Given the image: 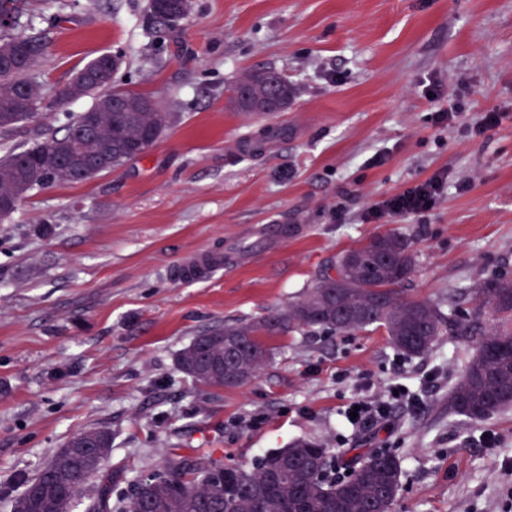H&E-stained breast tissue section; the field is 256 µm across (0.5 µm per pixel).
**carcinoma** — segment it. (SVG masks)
Returning <instances> with one entry per match:
<instances>
[{
	"label": "carcinoma",
	"mask_w": 512,
	"mask_h": 512,
	"mask_svg": "<svg viewBox=\"0 0 512 512\" xmlns=\"http://www.w3.org/2000/svg\"><path fill=\"white\" fill-rule=\"evenodd\" d=\"M183 0H149L156 32L175 28ZM13 44L0 50V131L29 119V104L41 98L38 65L45 52L37 37L8 32ZM85 96L151 101L145 94L112 87V61L96 56L76 74ZM94 113L72 112L64 133L0 157V195L28 194L50 185L87 181L146 152L167 125L155 105L145 112H112L100 121L105 152H85L84 131ZM66 147L79 166L93 159L98 169L83 175L57 176L45 147ZM416 256L396 232L376 236L348 250L329 265L303 297L279 316L257 323H226L211 328L176 358L179 371L210 388H235L257 377L271 360L261 334L284 325L334 333L382 328L393 347L406 355L431 349L448 334L477 337L475 352L448 393V409L471 419L489 417L512 406V278L491 275L473 289L477 307L468 320L455 309L443 314L427 300L402 297ZM112 432L94 428L74 435L33 477L25 478L12 512H72L87 486L96 483L85 512H393L400 489L399 459L386 452L358 456L350 474L331 480L317 461L328 449L307 440L270 451L247 469L217 459L174 455L160 471L130 480V491L117 492L106 464Z\"/></svg>",
	"instance_id": "carcinoma-1"
}]
</instances>
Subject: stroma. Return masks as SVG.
<instances>
[{"mask_svg":"<svg viewBox=\"0 0 512 512\" xmlns=\"http://www.w3.org/2000/svg\"><path fill=\"white\" fill-rule=\"evenodd\" d=\"M70 2H30L23 31L46 45L43 98L0 136V155L90 108L92 98L62 104L57 93L102 53L123 58L117 86L149 95L169 120L143 155L32 191L0 218V382L11 385L0 512H11L18 476L92 428L112 433L119 490L174 453L249 468L307 439L398 457L394 512H512V408L481 420L448 410L472 340L443 336L406 356L381 329L285 328L266 338L271 363L237 388L202 386L176 365L194 336L287 310L380 233L416 253L408 298L456 299L467 315L475 303L459 299L462 287L512 277V0H192L164 37L148 0H99L57 23ZM258 68L293 83L290 110H232V87ZM456 99L464 116L436 122ZM492 105L501 123L476 134ZM376 155L382 164L370 165ZM439 172L448 188L430 211L365 220L382 197ZM266 224L300 231L268 246L254 234ZM229 248L239 257L221 271L174 279L197 253ZM396 383L421 405H397L385 426H345L344 406Z\"/></svg>","mask_w":512,"mask_h":512,"instance_id":"obj_1","label":"stroma"}]
</instances>
